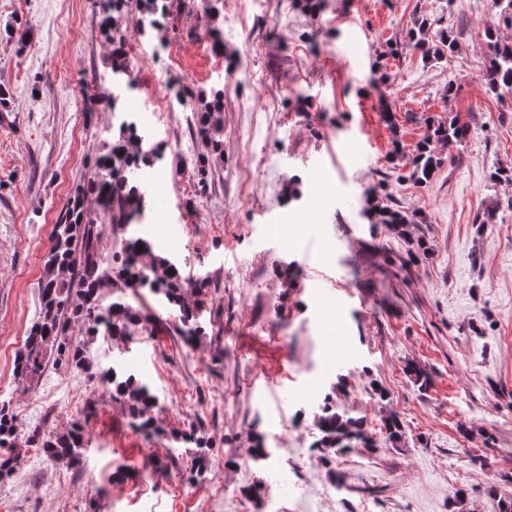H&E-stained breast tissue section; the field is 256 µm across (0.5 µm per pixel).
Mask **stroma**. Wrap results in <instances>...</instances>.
Listing matches in <instances>:
<instances>
[{
  "instance_id": "stroma-1",
  "label": "stroma",
  "mask_w": 512,
  "mask_h": 512,
  "mask_svg": "<svg viewBox=\"0 0 512 512\" xmlns=\"http://www.w3.org/2000/svg\"><path fill=\"white\" fill-rule=\"evenodd\" d=\"M477 0H323L309 18L299 0H221L180 18L163 41L145 40L127 20L130 66L157 70L190 92L224 87V159L206 188L192 170L167 165L157 177V222L149 235L184 272L203 280L212 313L202 336L184 342L178 312L158 308L148 289L132 298L156 308L161 325L134 336L128 352L100 337L87 347L97 370L127 365L158 399L157 433L132 427L98 378L47 366L38 381L15 361L38 314L43 257L58 210L89 171L110 111L86 120L80 90L104 72L111 46L91 0H0V29L21 22L27 44L0 36V86L11 92L0 120V401L19 424L18 459L0 481V512H247L242 487L260 473L233 470L255 436L302 456L280 491L279 512H499L512 496V211L477 224L512 186L488 184L493 166L512 165V101L486 87L484 30L512 39V27ZM439 18L457 40L448 61L423 63L402 41L415 10ZM220 28L225 75L211 51ZM386 83L374 85L373 62ZM254 102L261 120L240 108ZM388 100L397 117L380 115ZM449 111L472 135L428 185L398 179L393 141L412 151L427 115ZM275 171L266 183L264 171ZM384 186L402 206L425 213L427 258L401 268L413 249L382 224L367 223L371 191ZM420 364L422 391L405 373ZM335 389L336 405L370 422L374 446L353 450L357 475L335 502L321 499L331 476L310 450L306 395ZM389 398L377 402L373 387ZM406 430L395 448L380 433L384 412ZM201 421L209 468L192 483L153 467L171 434ZM81 422L88 447L75 468L36 450L49 431Z\"/></svg>"
}]
</instances>
